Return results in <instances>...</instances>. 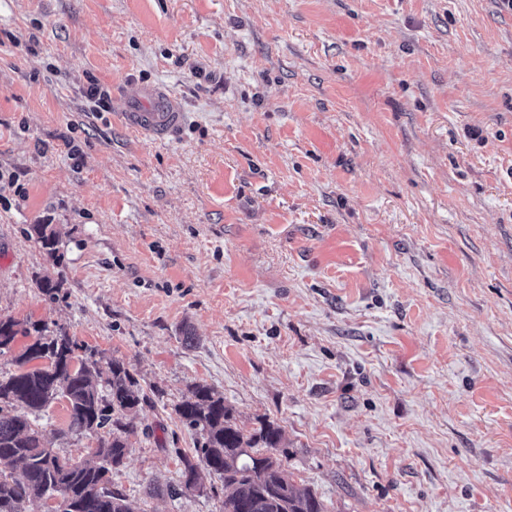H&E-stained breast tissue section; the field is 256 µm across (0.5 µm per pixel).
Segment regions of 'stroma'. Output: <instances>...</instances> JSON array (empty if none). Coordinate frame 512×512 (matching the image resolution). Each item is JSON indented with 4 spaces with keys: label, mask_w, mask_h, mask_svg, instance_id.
<instances>
[{
    "label": "stroma",
    "mask_w": 512,
    "mask_h": 512,
    "mask_svg": "<svg viewBox=\"0 0 512 512\" xmlns=\"http://www.w3.org/2000/svg\"><path fill=\"white\" fill-rule=\"evenodd\" d=\"M92 78L159 87L182 127L89 111ZM0 173V319L136 375L112 486L143 512H222L216 479L147 493L194 452L197 383L279 425L326 512H512L503 0H0ZM36 424L98 445L64 399Z\"/></svg>",
    "instance_id": "stroma-1"
}]
</instances>
